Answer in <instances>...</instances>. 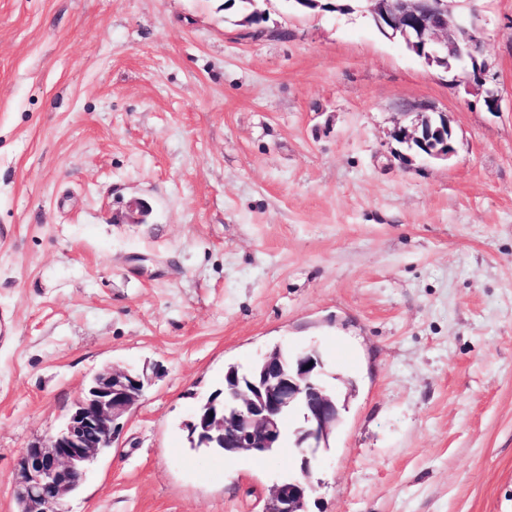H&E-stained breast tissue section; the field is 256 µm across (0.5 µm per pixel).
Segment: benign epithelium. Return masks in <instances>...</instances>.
Here are the masks:
<instances>
[{"label": "benign epithelium", "mask_w": 512, "mask_h": 512, "mask_svg": "<svg viewBox=\"0 0 512 512\" xmlns=\"http://www.w3.org/2000/svg\"><path fill=\"white\" fill-rule=\"evenodd\" d=\"M369 12L390 40H398L424 62L446 74L455 83L475 84L482 90L490 112L498 110L496 92L485 87L490 66L471 52L481 40L471 26L466 40L457 32L461 21L452 0H369ZM394 138L407 153L403 160L422 157L447 160L455 153L453 133L443 112L421 115L409 126H400ZM249 389L229 386V412L214 403H202L186 421L188 438L208 450L224 440L236 450L268 455L280 437V419L285 409L301 405L306 423L299 429V444L316 449L327 440L339 418L336 396L327 392L319 374L323 362L314 350L284 357L281 351L266 354ZM147 372L115 366L97 372L85 393L74 403L64 424L47 439L28 446L19 456L16 498L19 512H69L70 495L83 484L96 460L109 451L123 428L122 418L141 399ZM303 478L292 477L274 484L263 512H307L314 486L311 461L302 453Z\"/></svg>", "instance_id": "7a95c632"}]
</instances>
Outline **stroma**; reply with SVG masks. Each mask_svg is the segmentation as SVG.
I'll use <instances>...</instances> for the list:
<instances>
[{"label": "stroma", "instance_id": "stroma-1", "mask_svg": "<svg viewBox=\"0 0 512 512\" xmlns=\"http://www.w3.org/2000/svg\"><path fill=\"white\" fill-rule=\"evenodd\" d=\"M261 7L258 31L223 0H0V512L110 366L150 383L70 512H262L299 451H193L183 424L277 345L356 385L310 512H512V0L454 3L495 112L366 7ZM414 112L454 156L398 159Z\"/></svg>", "mask_w": 512, "mask_h": 512}]
</instances>
